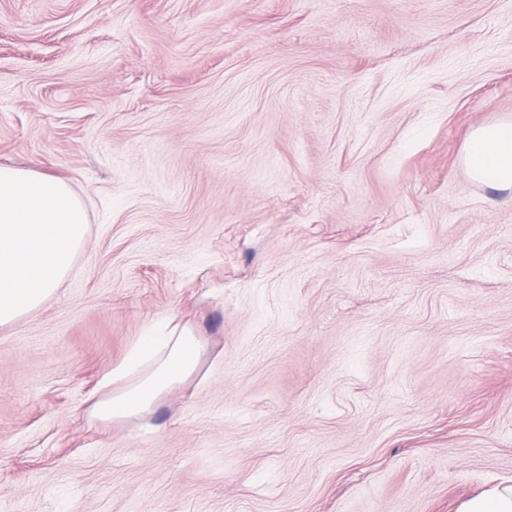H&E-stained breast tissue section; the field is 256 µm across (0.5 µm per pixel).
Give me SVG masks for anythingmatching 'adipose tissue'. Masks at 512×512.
<instances>
[{"mask_svg": "<svg viewBox=\"0 0 512 512\" xmlns=\"http://www.w3.org/2000/svg\"><path fill=\"white\" fill-rule=\"evenodd\" d=\"M465 164L471 177L496 189H512V121L476 129ZM200 341L189 329L141 337L127 361L107 378L116 384L111 396L97 402L102 419H125L150 409L176 383L189 377L200 356Z\"/></svg>", "mask_w": 512, "mask_h": 512, "instance_id": "obj_1", "label": "adipose tissue"}]
</instances>
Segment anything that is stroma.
Segmentation results:
<instances>
[{"mask_svg":"<svg viewBox=\"0 0 512 512\" xmlns=\"http://www.w3.org/2000/svg\"><path fill=\"white\" fill-rule=\"evenodd\" d=\"M512 0H0V165L85 204L0 326V512H458L512 480ZM198 366L92 415L140 337ZM464 160L474 180L496 189H512V121L476 129Z\"/></svg>","mask_w":512,"mask_h":512,"instance_id":"obj_1","label":"stroma"}]
</instances>
